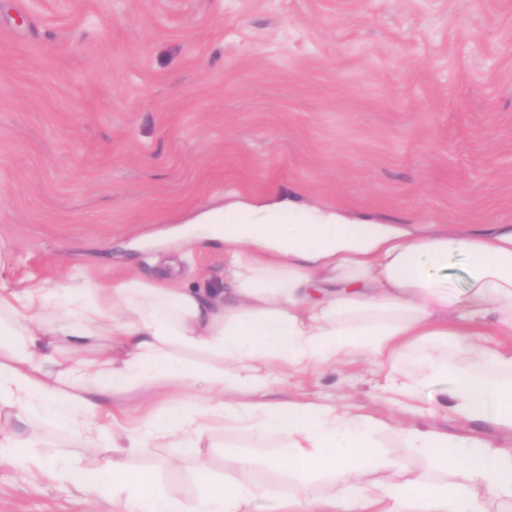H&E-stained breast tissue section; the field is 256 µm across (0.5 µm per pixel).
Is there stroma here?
Returning a JSON list of instances; mask_svg holds the SVG:
<instances>
[{
  "label": "stroma",
  "instance_id": "obj_1",
  "mask_svg": "<svg viewBox=\"0 0 512 512\" xmlns=\"http://www.w3.org/2000/svg\"><path fill=\"white\" fill-rule=\"evenodd\" d=\"M291 200L349 219L512 227V0H0V284L133 272L205 287L224 251L195 221L214 207ZM388 368L354 356L274 385L278 402L338 403L423 429L469 425L424 387L384 399ZM168 389L104 394L127 421ZM17 430L70 447L36 419ZM213 435L214 473L251 448ZM174 451L131 462L182 494ZM0 512H97L68 484L0 462Z\"/></svg>",
  "mask_w": 512,
  "mask_h": 512
}]
</instances>
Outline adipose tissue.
<instances>
[{"instance_id":"ef3b65f1","label":"adipose tissue","mask_w":512,"mask_h":512,"mask_svg":"<svg viewBox=\"0 0 512 512\" xmlns=\"http://www.w3.org/2000/svg\"><path fill=\"white\" fill-rule=\"evenodd\" d=\"M266 214L262 223L227 222L219 208L198 216L208 237L224 244L222 285L207 293L137 276L109 286H0V410L47 420L98 450L86 466L55 451L51 477L93 498L99 512H252L260 465L292 482L284 512H484L470 484L512 495V448L407 427L355 406L264 399L291 374L362 354L388 359L389 404L410 405L426 384L443 380V406L512 435V348L462 336L485 324L512 336V229L451 235L354 224L286 202ZM455 258L466 265L461 291L444 275ZM105 336L117 354L78 359ZM451 336L460 337L468 367L416 351ZM201 380L208 394L197 393ZM163 385L179 388V398L132 429L98 399ZM380 428L463 482H429L387 464L372 440ZM227 429L249 432L258 450L234 455L232 472L217 480L200 448ZM272 437L278 445L265 452ZM155 448H180L194 460L193 495L131 469L132 459ZM384 468L387 478L371 480ZM320 479L339 489L326 504L305 495Z\"/></svg>"}]
</instances>
